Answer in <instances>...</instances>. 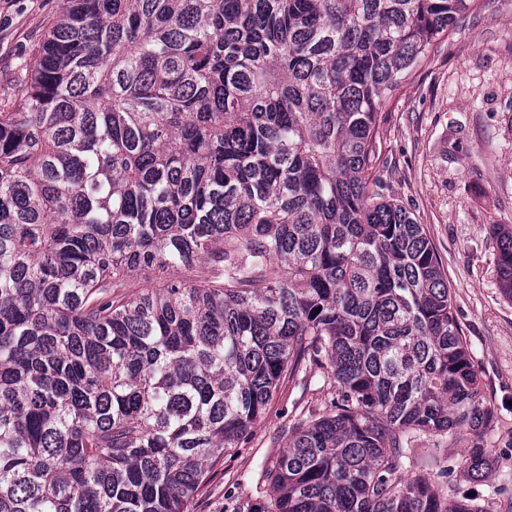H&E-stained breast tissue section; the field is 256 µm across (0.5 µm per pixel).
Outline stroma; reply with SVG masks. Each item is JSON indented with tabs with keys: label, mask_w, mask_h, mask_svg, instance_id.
Here are the masks:
<instances>
[{
	"label": "stroma",
	"mask_w": 512,
	"mask_h": 512,
	"mask_svg": "<svg viewBox=\"0 0 512 512\" xmlns=\"http://www.w3.org/2000/svg\"><path fill=\"white\" fill-rule=\"evenodd\" d=\"M63 0H0V108L11 109L23 67ZM377 174L386 196L426 230L448 281L453 311L494 418L496 460L481 481L448 476V496L512 502V301L497 281L493 224H512V0H477L448 39L432 45L381 123ZM322 376L308 389L282 381L251 440L225 452L189 512H236L263 463L288 447L285 426L302 407L321 409Z\"/></svg>",
	"instance_id": "1"
}]
</instances>
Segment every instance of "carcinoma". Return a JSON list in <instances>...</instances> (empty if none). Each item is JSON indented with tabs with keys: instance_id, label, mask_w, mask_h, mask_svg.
<instances>
[{
	"instance_id": "cac0c4a2",
	"label": "carcinoma",
	"mask_w": 512,
	"mask_h": 512,
	"mask_svg": "<svg viewBox=\"0 0 512 512\" xmlns=\"http://www.w3.org/2000/svg\"><path fill=\"white\" fill-rule=\"evenodd\" d=\"M473 2L64 0L0 111V512H186L311 366L334 396L248 512H490L408 471L466 427L486 478L493 412L374 176L382 112Z\"/></svg>"
}]
</instances>
